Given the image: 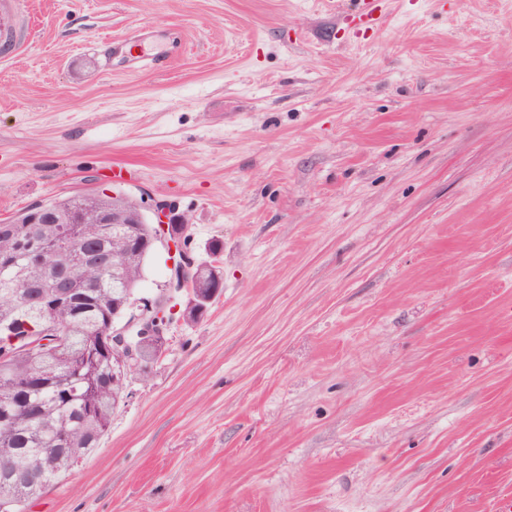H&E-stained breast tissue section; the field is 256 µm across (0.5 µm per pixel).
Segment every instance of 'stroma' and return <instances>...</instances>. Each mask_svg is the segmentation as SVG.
<instances>
[{
  "label": "stroma",
  "instance_id": "stroma-1",
  "mask_svg": "<svg viewBox=\"0 0 512 512\" xmlns=\"http://www.w3.org/2000/svg\"><path fill=\"white\" fill-rule=\"evenodd\" d=\"M29 0L0 220L172 201L223 287L25 512H500L512 0Z\"/></svg>",
  "mask_w": 512,
  "mask_h": 512
}]
</instances>
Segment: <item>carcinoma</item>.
Masks as SVG:
<instances>
[{
	"mask_svg": "<svg viewBox=\"0 0 512 512\" xmlns=\"http://www.w3.org/2000/svg\"><path fill=\"white\" fill-rule=\"evenodd\" d=\"M92 198L127 213L124 224H80L77 244L105 261L101 268L80 266L62 270L58 252L47 249L22 272L13 261L20 242L54 237L60 224H27V211L0 232V321H27L39 327L42 304L20 297L21 286L45 293L55 282L82 289L103 303L78 314L67 303L49 315L62 340L28 349L18 345L0 359V512H24L26 503L50 482L88 457L108 431L119 406L126 379L115 376L112 360V308L125 312L143 278L156 230L141 224L136 202L117 196L56 198L43 207L56 216L79 211ZM162 349L149 338L137 340V359L158 357Z\"/></svg>",
	"mask_w": 512,
	"mask_h": 512,
	"instance_id": "carcinoma-1",
	"label": "carcinoma"
}]
</instances>
